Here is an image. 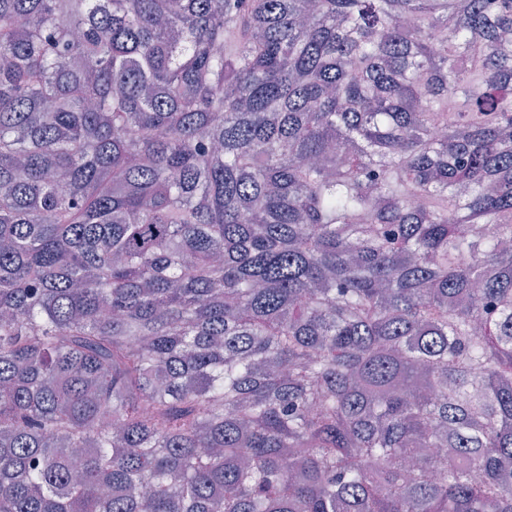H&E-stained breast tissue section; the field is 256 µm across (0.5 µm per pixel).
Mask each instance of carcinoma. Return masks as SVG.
<instances>
[{
    "label": "carcinoma",
    "mask_w": 512,
    "mask_h": 512,
    "mask_svg": "<svg viewBox=\"0 0 512 512\" xmlns=\"http://www.w3.org/2000/svg\"><path fill=\"white\" fill-rule=\"evenodd\" d=\"M0 512H512V0H0Z\"/></svg>",
    "instance_id": "carcinoma-1"
}]
</instances>
